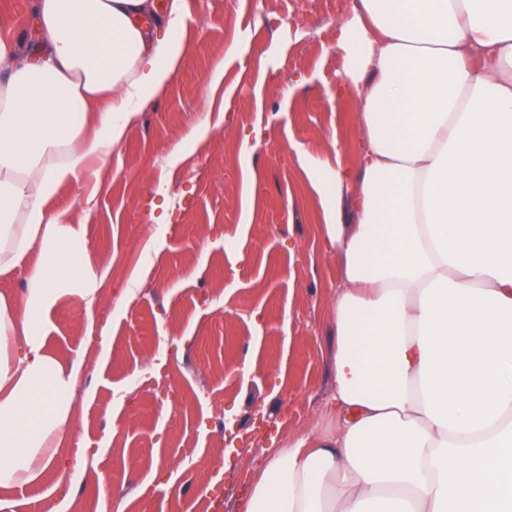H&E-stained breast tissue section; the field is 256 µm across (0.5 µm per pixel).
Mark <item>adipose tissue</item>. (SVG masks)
<instances>
[{
    "instance_id": "adipose-tissue-1",
    "label": "adipose tissue",
    "mask_w": 512,
    "mask_h": 512,
    "mask_svg": "<svg viewBox=\"0 0 512 512\" xmlns=\"http://www.w3.org/2000/svg\"><path fill=\"white\" fill-rule=\"evenodd\" d=\"M39 52L0 39V489L35 483L78 365L43 317L95 292L48 203L181 66L182 0H34ZM366 127L356 221L343 162L308 167L342 261L330 354L339 428L289 440L244 512H512V0H356L336 28ZM34 259L35 255H30L17 267L6 272H0V293L20 299L27 288L28 266Z\"/></svg>"
}]
</instances>
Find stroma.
<instances>
[{"mask_svg": "<svg viewBox=\"0 0 512 512\" xmlns=\"http://www.w3.org/2000/svg\"><path fill=\"white\" fill-rule=\"evenodd\" d=\"M29 4L0 0V37L26 50ZM350 7L184 0L173 79L96 188L71 184L54 201L83 227L96 292L89 304L64 296L44 318L51 351L79 366L69 425L39 482L0 490L4 512H241L276 448L335 429L342 269L304 166L337 147L356 165L362 114L334 40ZM79 442L76 471L66 460Z\"/></svg>", "mask_w": 512, "mask_h": 512, "instance_id": "obj_1", "label": "stroma"}]
</instances>
